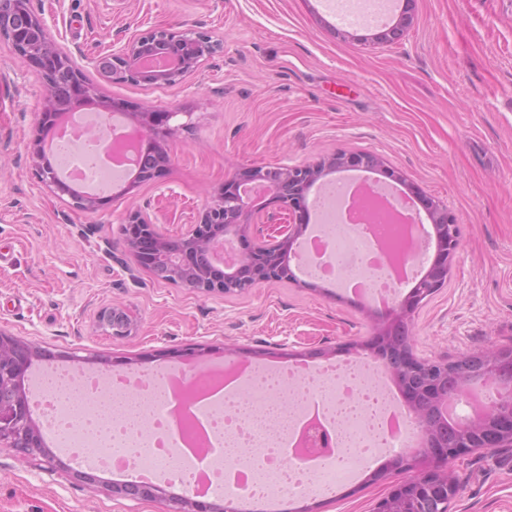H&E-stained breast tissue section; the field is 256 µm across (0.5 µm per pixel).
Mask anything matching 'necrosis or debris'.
<instances>
[{
  "instance_id": "4bbe7bcc",
  "label": "necrosis or debris",
  "mask_w": 512,
  "mask_h": 512,
  "mask_svg": "<svg viewBox=\"0 0 512 512\" xmlns=\"http://www.w3.org/2000/svg\"><path fill=\"white\" fill-rule=\"evenodd\" d=\"M70 121L77 132L59 138L61 166L105 186L138 164L142 151L130 130L110 124L93 136L82 114ZM328 196L320 230L302 248L303 262L374 306L391 304L398 274L411 269L389 246L395 238L413 240L403 210L376 188L355 199L348 186L337 185ZM186 376V369L169 368L118 372L109 379V393L122 403L113 426L134 413L148 424L132 436L131 453L113 450L90 432L102 414L99 383L87 373L43 367L31 409L50 422L61 447L81 464L154 479L175 460L180 475L204 493L228 497L325 493L380 454L405 447L412 431L385 372L369 361L303 370L253 364L233 373L216 367L190 391ZM314 426L326 433L327 446H306L305 434ZM232 441L239 451L229 457L224 450Z\"/></svg>"
}]
</instances>
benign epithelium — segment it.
Segmentation results:
<instances>
[{"instance_id": "1", "label": "benign epithelium", "mask_w": 512, "mask_h": 512, "mask_svg": "<svg viewBox=\"0 0 512 512\" xmlns=\"http://www.w3.org/2000/svg\"><path fill=\"white\" fill-rule=\"evenodd\" d=\"M411 23L410 12H404L396 22L376 35V39L391 43L400 39ZM7 46L17 58L33 63L39 69L45 87L46 111L57 118L88 102L97 104L99 111L110 112L112 103L99 94L97 86L85 73L72 65L68 55L49 33L44 20L28 7V0H0V47ZM212 36L185 29L172 31L156 28L144 34L123 36L112 44V51L88 59V64L102 78L121 80L151 89H164L182 83L194 75L214 53ZM176 112H156L147 106L136 113L142 130L150 137L161 139L173 131L170 121ZM40 150L33 152L38 179L56 197L64 196L80 211H94L98 197L81 193L42 162ZM353 162L367 170L385 167L381 156L371 153H333L302 166H282L245 172L224 180L223 192L215 196L180 239L183 247L171 251L174 240L162 235L152 217L141 211L130 212L123 228L129 273L147 271L168 280V265L174 268L176 280L186 288L205 293L230 294L255 288L261 284L288 279L297 280L291 267L293 243L308 229L302 216L310 211L309 193L325 182L331 172L344 170ZM264 185L277 212H268L249 205L246 186ZM431 232L421 248L427 252L420 264V278L404 297H398L384 311H374L373 319L380 332L371 344L352 343V349L368 350L388 363L387 356L395 331L409 334L408 318L412 310L441 288L447 286L460 245L457 217L444 204L429 202L425 209ZM249 240L247 248L235 252L232 263L224 255L215 254L218 244H234ZM100 320L116 336L128 332L130 319L117 308L105 307ZM41 350L0 332V445L18 451L24 458L45 462L50 468L65 464L44 446L43 426L29 415V388L20 384L31 370ZM486 368L479 376H466L461 388L478 378H489L491 384L506 390V397L482 405L459 430L453 443L443 435L432 408H448V361L421 360L413 352L403 353L398 367H389L395 382L408 402L419 430L418 447L393 456L392 466L405 474L393 489L379 499L371 512H425L428 501L448 502L459 493V486L441 464L459 459L477 448L512 447V354L499 348L482 352ZM114 496L134 501L164 500L163 489L149 487H110ZM223 506L212 502L202 504L186 497L177 512H221Z\"/></svg>"}]
</instances>
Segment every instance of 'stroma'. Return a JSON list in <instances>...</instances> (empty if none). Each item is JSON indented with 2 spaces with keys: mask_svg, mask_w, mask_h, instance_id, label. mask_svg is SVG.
Segmentation results:
<instances>
[{
  "mask_svg": "<svg viewBox=\"0 0 512 512\" xmlns=\"http://www.w3.org/2000/svg\"><path fill=\"white\" fill-rule=\"evenodd\" d=\"M71 57L110 50L158 27L194 29L220 49L184 83L154 90L99 81L126 113H174L160 177L114 188L96 211L74 209L35 174L47 135L39 70L0 50V331L89 370L97 356L151 371L186 349L254 351L259 362L317 365L353 358L378 333L359 299L302 277L228 295L130 276L122 225L156 217L179 238L225 179L253 167L372 152L409 189L460 223L446 287L411 317L413 352L457 359L512 347V0H417L398 42L375 27L341 26L325 0H30ZM122 308L127 335L99 320ZM449 469L460 487L449 512H512V448L476 450ZM389 457L325 497L295 495L278 512H371L399 480ZM0 446V512H163V502L113 496Z\"/></svg>",
  "mask_w": 512,
  "mask_h": 512,
  "instance_id": "stroma-1",
  "label": "stroma"
}]
</instances>
